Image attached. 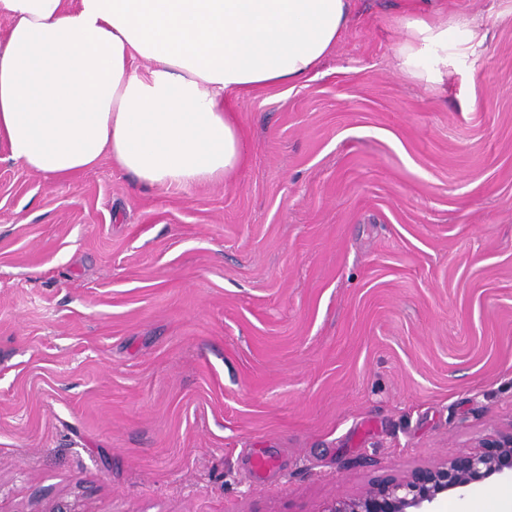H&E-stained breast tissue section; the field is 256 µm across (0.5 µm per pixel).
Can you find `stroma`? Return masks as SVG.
Segmentation results:
<instances>
[{
	"label": "stroma",
	"mask_w": 512,
	"mask_h": 512,
	"mask_svg": "<svg viewBox=\"0 0 512 512\" xmlns=\"http://www.w3.org/2000/svg\"><path fill=\"white\" fill-rule=\"evenodd\" d=\"M419 3L233 99L221 185L0 141V512H320L512 427V0H442L485 39L439 86L397 66Z\"/></svg>",
	"instance_id": "obj_1"
}]
</instances>
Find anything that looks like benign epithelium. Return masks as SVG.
I'll return each mask as SVG.
<instances>
[{
  "instance_id": "obj_1",
  "label": "benign epithelium",
  "mask_w": 512,
  "mask_h": 512,
  "mask_svg": "<svg viewBox=\"0 0 512 512\" xmlns=\"http://www.w3.org/2000/svg\"><path fill=\"white\" fill-rule=\"evenodd\" d=\"M492 478L512 482V429L469 452L335 497L320 512H439L445 499L462 500L473 485Z\"/></svg>"
}]
</instances>
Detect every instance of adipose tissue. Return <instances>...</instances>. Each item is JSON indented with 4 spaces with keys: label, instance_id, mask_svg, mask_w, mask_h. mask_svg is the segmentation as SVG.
I'll return each mask as SVG.
<instances>
[{
    "label": "adipose tissue",
    "instance_id": "obj_1",
    "mask_svg": "<svg viewBox=\"0 0 512 512\" xmlns=\"http://www.w3.org/2000/svg\"><path fill=\"white\" fill-rule=\"evenodd\" d=\"M351 0H0V140L27 170L66 180L110 158L151 186L218 184L241 165L227 110L243 92L306 84ZM401 71L434 85L463 14L397 19Z\"/></svg>",
    "mask_w": 512,
    "mask_h": 512
}]
</instances>
